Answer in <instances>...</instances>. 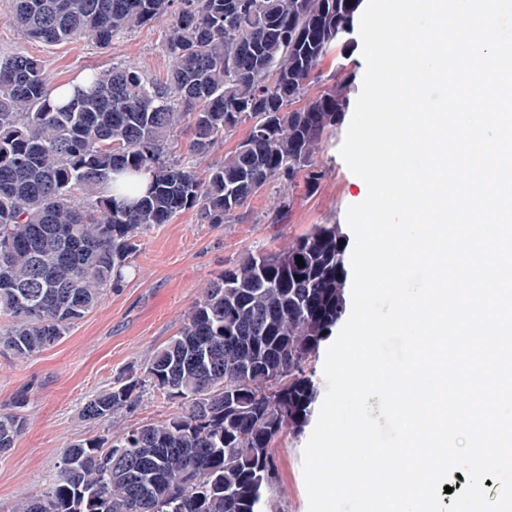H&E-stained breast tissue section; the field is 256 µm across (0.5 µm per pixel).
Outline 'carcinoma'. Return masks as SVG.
Segmentation results:
<instances>
[{
	"label": "carcinoma",
	"mask_w": 512,
	"mask_h": 512,
	"mask_svg": "<svg viewBox=\"0 0 512 512\" xmlns=\"http://www.w3.org/2000/svg\"><path fill=\"white\" fill-rule=\"evenodd\" d=\"M361 0H13L20 36L46 44L119 33L171 16L166 80L133 64L84 76L58 106L30 55L0 57V348L26 359L58 342L119 286L139 230L192 210L207 224L264 187L311 188L351 83L316 96L322 65L346 51ZM247 128L224 164L200 173L171 158L178 134L204 155ZM151 177L115 204L112 175ZM317 224L286 251L224 268L187 323L82 408L102 421L145 391L176 405L159 423L66 446L51 484L13 512H266L279 479L270 444L300 433L319 390L314 362L347 306V245ZM303 266H298L296 257ZM26 426L0 412V453Z\"/></svg>",
	"instance_id": "1"
}]
</instances>
